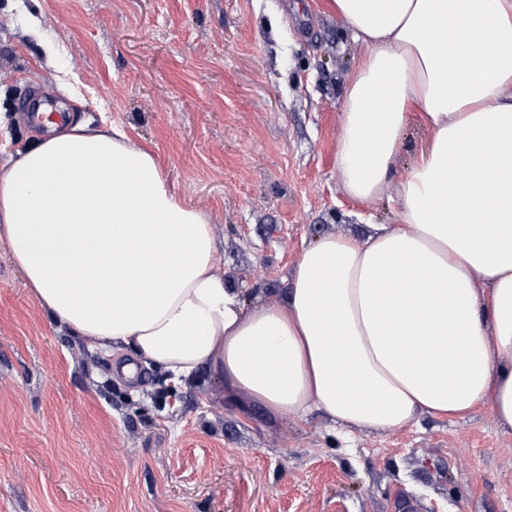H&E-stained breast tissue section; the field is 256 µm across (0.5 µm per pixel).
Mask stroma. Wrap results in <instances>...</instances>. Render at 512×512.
<instances>
[{
  "mask_svg": "<svg viewBox=\"0 0 512 512\" xmlns=\"http://www.w3.org/2000/svg\"><path fill=\"white\" fill-rule=\"evenodd\" d=\"M368 52L329 0H0V162L40 133L30 88L53 89L207 214L246 308L278 303L305 248L395 218L336 165ZM0 512H512V435L487 406L349 431L207 369L174 383L48 318L0 245Z\"/></svg>",
  "mask_w": 512,
  "mask_h": 512,
  "instance_id": "1",
  "label": "stroma"
}]
</instances>
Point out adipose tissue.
<instances>
[{"label":"adipose tissue","mask_w":512,"mask_h":512,"mask_svg":"<svg viewBox=\"0 0 512 512\" xmlns=\"http://www.w3.org/2000/svg\"><path fill=\"white\" fill-rule=\"evenodd\" d=\"M370 48L336 154L349 195L394 183V226L304 250L284 303L246 309L208 217L116 128L50 124L0 164V244L37 305L89 346L180 378L208 367L274 415L401 428L490 405L512 434V0H330ZM403 140L404 146L397 161L394 183L389 190V193L391 194L395 192L397 183L404 178L414 164L419 151L425 146L427 142V133L421 124L417 120H414L404 132Z\"/></svg>","instance_id":"ef3b65f1"}]
</instances>
